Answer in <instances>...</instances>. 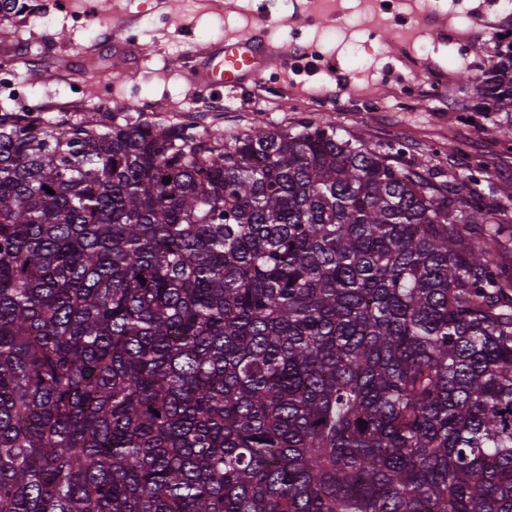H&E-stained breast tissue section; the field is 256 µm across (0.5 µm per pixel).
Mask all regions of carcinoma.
<instances>
[{"label":"carcinoma","instance_id":"obj_1","mask_svg":"<svg viewBox=\"0 0 512 512\" xmlns=\"http://www.w3.org/2000/svg\"><path fill=\"white\" fill-rule=\"evenodd\" d=\"M88 111L0 114V512H512V185Z\"/></svg>","mask_w":512,"mask_h":512}]
</instances>
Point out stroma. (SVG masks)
Listing matches in <instances>:
<instances>
[{
    "label": "stroma",
    "mask_w": 512,
    "mask_h": 512,
    "mask_svg": "<svg viewBox=\"0 0 512 512\" xmlns=\"http://www.w3.org/2000/svg\"><path fill=\"white\" fill-rule=\"evenodd\" d=\"M35 11L0 23V55L19 57L25 87L18 98L0 89V107L44 106L46 117L76 104L107 101L112 110L151 122H184L200 134L329 121L372 145H403V164L436 182L479 175L493 161L490 184L512 183V112L486 114L478 78L498 49L512 42V0H438L444 18L426 20L422 0L393 11L367 0H339L333 19L315 17L317 0H33ZM264 24L268 41L305 57L271 68L228 91L195 89L183 70L210 45ZM398 27L399 40L383 32ZM420 94L401 102L407 83ZM207 100L220 112H203ZM376 102L371 112L362 101Z\"/></svg>",
    "instance_id": "obj_1"
}]
</instances>
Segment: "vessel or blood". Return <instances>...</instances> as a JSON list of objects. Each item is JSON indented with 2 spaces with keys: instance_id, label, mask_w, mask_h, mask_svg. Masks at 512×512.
Listing matches in <instances>:
<instances>
[{
  "instance_id": "b4317fda",
  "label": "vessel or blood",
  "mask_w": 512,
  "mask_h": 512,
  "mask_svg": "<svg viewBox=\"0 0 512 512\" xmlns=\"http://www.w3.org/2000/svg\"><path fill=\"white\" fill-rule=\"evenodd\" d=\"M277 57V51L255 34L227 39L205 52L191 74V83L200 88L234 90L257 79Z\"/></svg>"
}]
</instances>
